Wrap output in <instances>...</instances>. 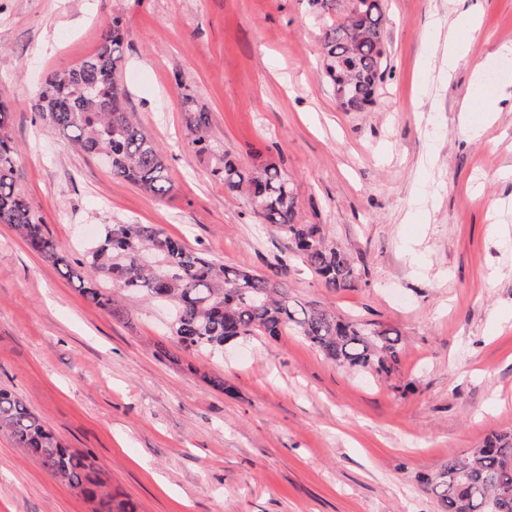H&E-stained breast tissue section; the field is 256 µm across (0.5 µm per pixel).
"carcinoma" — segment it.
<instances>
[{"instance_id":"obj_1","label":"carcinoma","mask_w":512,"mask_h":512,"mask_svg":"<svg viewBox=\"0 0 512 512\" xmlns=\"http://www.w3.org/2000/svg\"><path fill=\"white\" fill-rule=\"evenodd\" d=\"M319 12L334 14L323 43V66L336 100L348 111L374 103L387 69L383 41L385 0H309ZM120 19L103 21L95 52L68 68L54 71L33 99L40 121L63 135L89 158L112 154V177L127 181L157 199L173 189L163 147L130 112L128 92L117 74L123 58ZM193 150L204 155L210 145L202 134L208 114L191 106ZM8 113L0 107V224L14 227L28 247L65 269L89 302L112 310V289L172 307L170 333L185 350L215 353L224 344L248 336L275 339L292 329L318 352L340 366L363 374L389 377L402 353L401 335L376 322L343 318L320 306L301 305L289 297L286 273L260 274L226 266L164 235L151 224H106L98 242L84 255L85 271L72 268L42 217L19 184V152L7 132ZM232 193H244L259 205V221L288 237L291 253L321 278L325 287H359L361 271L343 248L327 244L319 224H301L299 205L288 177L270 164L255 172L229 159L213 170ZM149 247L161 253L166 270L140 267L136 253ZM0 431L11 436L31 459L60 482L112 512V495L90 475L87 457L64 447L58 437L17 395L0 389ZM420 482L441 505V512H512V433H492L482 445L454 456Z\"/></svg>"}]
</instances>
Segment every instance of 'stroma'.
<instances>
[{
  "label": "stroma",
  "instance_id": "1",
  "mask_svg": "<svg viewBox=\"0 0 512 512\" xmlns=\"http://www.w3.org/2000/svg\"><path fill=\"white\" fill-rule=\"evenodd\" d=\"M109 15L126 29L129 106L165 150L174 188L162 200L31 110L49 74L95 50ZM325 31L308 0H0L20 184L70 262L101 225L152 224L229 266L286 263L301 303L403 338L388 379L356 376L293 332L187 351L162 307L88 302L0 224V388L136 512H441L421 475L512 433V104L480 138L460 120L476 91L512 83V0H387L388 69L362 112L340 107L323 73ZM188 98L217 153L189 146ZM224 155L287 174L300 223L352 255L360 287L324 288L213 176ZM98 508L0 433V512Z\"/></svg>",
  "mask_w": 512,
  "mask_h": 512
}]
</instances>
